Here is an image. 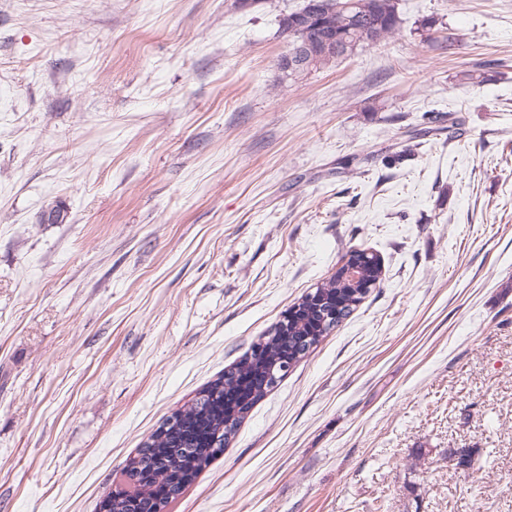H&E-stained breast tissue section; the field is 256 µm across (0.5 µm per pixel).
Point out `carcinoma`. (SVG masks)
<instances>
[{
	"mask_svg": "<svg viewBox=\"0 0 512 512\" xmlns=\"http://www.w3.org/2000/svg\"><path fill=\"white\" fill-rule=\"evenodd\" d=\"M347 8L331 19L325 13L302 16L307 37L316 40L329 30L343 45L336 54L316 53L306 57L296 82L340 58L354 55L365 46L390 40L401 25L398 0H344ZM459 118L448 114V130L458 128ZM427 127L406 132L412 143L446 130ZM349 255L361 268V279L346 280L338 269L327 284L304 294L285 311L250 349L195 396L171 412L123 464L121 481L98 504V512H163L224 453L254 405L275 383L270 372H282L299 363L380 287V257L365 250Z\"/></svg>",
	"mask_w": 512,
	"mask_h": 512,
	"instance_id": "cac0c4a2",
	"label": "carcinoma"
}]
</instances>
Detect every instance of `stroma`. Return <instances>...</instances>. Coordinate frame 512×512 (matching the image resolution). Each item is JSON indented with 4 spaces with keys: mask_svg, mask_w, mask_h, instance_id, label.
Returning <instances> with one entry per match:
<instances>
[{
    "mask_svg": "<svg viewBox=\"0 0 512 512\" xmlns=\"http://www.w3.org/2000/svg\"><path fill=\"white\" fill-rule=\"evenodd\" d=\"M303 3L0 0V512H95L351 249L380 287L167 512H512V0L293 83Z\"/></svg>",
    "mask_w": 512,
    "mask_h": 512,
    "instance_id": "stroma-1",
    "label": "stroma"
}]
</instances>
